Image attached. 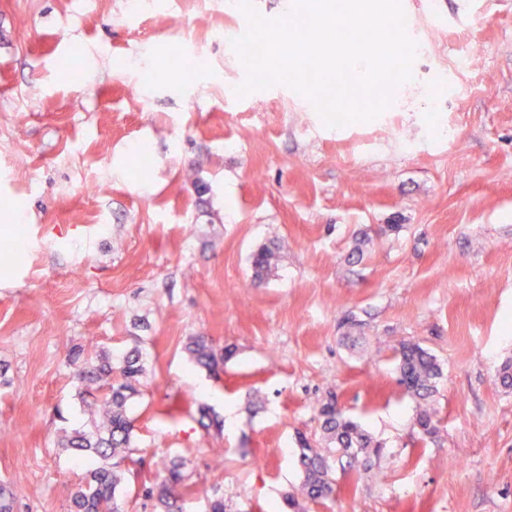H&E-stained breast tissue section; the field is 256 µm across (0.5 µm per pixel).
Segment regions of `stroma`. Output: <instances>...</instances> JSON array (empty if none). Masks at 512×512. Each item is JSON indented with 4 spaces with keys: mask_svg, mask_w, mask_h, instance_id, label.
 <instances>
[{
    "mask_svg": "<svg viewBox=\"0 0 512 512\" xmlns=\"http://www.w3.org/2000/svg\"><path fill=\"white\" fill-rule=\"evenodd\" d=\"M412 79L376 120L327 127L278 85L240 97L236 0H0V487L67 512L97 458L67 366L140 347L142 464L192 463L184 512H267L324 447L336 396L380 442L306 512H512V0H407ZM68 70H60L61 60ZM280 245L257 283L252 254ZM371 354L341 341L344 313ZM205 334L224 370L191 363ZM443 375L421 438L398 343ZM232 408L221 430L200 406ZM173 417H163L166 408ZM224 451L213 468L209 451Z\"/></svg>",
    "mask_w": 512,
    "mask_h": 512,
    "instance_id": "35a3bbf8",
    "label": "stroma"
}]
</instances>
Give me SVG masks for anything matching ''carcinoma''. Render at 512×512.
Returning a JSON list of instances; mask_svg holds the SVG:
<instances>
[{"label": "carcinoma", "mask_w": 512, "mask_h": 512, "mask_svg": "<svg viewBox=\"0 0 512 512\" xmlns=\"http://www.w3.org/2000/svg\"><path fill=\"white\" fill-rule=\"evenodd\" d=\"M278 247L263 245L252 257L255 279L262 282L275 268ZM185 351L192 361L211 372L224 365V351L213 339L199 334L189 339ZM82 348L68 355V365L74 379L82 387L81 401L84 411L102 421L89 429H74L61 437L64 448L89 452L106 465L90 470L72 493L68 512H124L120 503L126 461L132 459L131 447L136 428L135 419L128 415V402L140 394L143 374L142 352L138 349L126 353L119 362H112V354L102 353L96 359H81ZM399 373V384L415 402L416 424L425 437L438 433L435 409L436 382L442 374L437 358L418 343L402 342L394 349ZM321 430L329 444L325 453L301 441L298 462L303 470L299 495L286 494L282 498L281 512H303L300 499L318 502L333 497L332 454L347 459L349 465L360 463L358 473L368 471L367 462L359 457L369 454L375 447L372 438L345 412L338 408L335 397L330 396L317 410ZM188 461L182 457L165 459L154 485L145 487L142 496L153 501L154 512H182L184 496L191 490Z\"/></svg>", "instance_id": "carcinoma-1"}]
</instances>
